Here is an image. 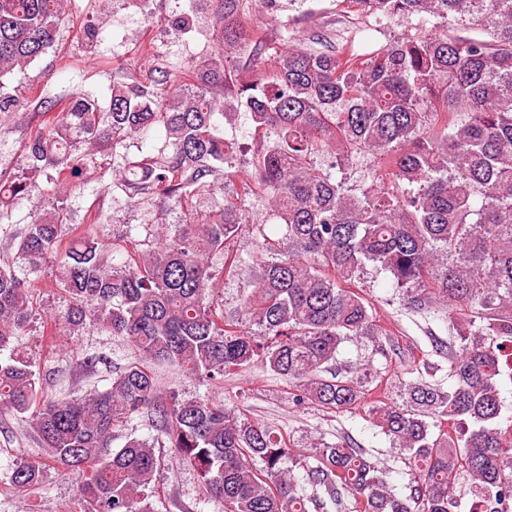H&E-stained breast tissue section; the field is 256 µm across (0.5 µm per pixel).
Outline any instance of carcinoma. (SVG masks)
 I'll return each mask as SVG.
<instances>
[{
	"instance_id": "cac0c4a2",
	"label": "carcinoma",
	"mask_w": 512,
	"mask_h": 512,
	"mask_svg": "<svg viewBox=\"0 0 512 512\" xmlns=\"http://www.w3.org/2000/svg\"><path fill=\"white\" fill-rule=\"evenodd\" d=\"M111 2L78 27L91 55ZM292 2L189 0L163 18L185 36L208 15L207 49L187 67L117 72L105 106L82 92L31 102L40 121L25 165L0 171V416L24 418L45 452L14 465L17 493L40 485L49 462L82 474L86 512H159L162 447L224 512H345L349 499L360 512H460L464 495L468 512H512L500 391L512 383V0H343L366 20L411 25L378 48L279 49L243 25L259 4L277 14ZM69 21L66 0H0V137L23 107L5 77ZM241 115L254 128L246 148L221 130ZM152 133L161 146L130 156L127 142ZM98 152L112 190L150 210L154 232L63 241L70 193ZM365 155L370 180L354 185L346 167ZM230 183L239 189L224 191ZM34 193L41 208L19 216ZM250 197L267 202L260 223ZM245 239L249 257L229 251ZM216 260L249 282L231 313ZM370 266L405 311L444 324L448 387L416 367L398 397L374 399L372 357L336 369L346 342L387 355V330L359 289ZM47 279L68 302L60 318L35 294ZM87 328L123 338L137 358L81 401L44 394L19 337ZM161 365L207 386L260 365L288 381L296 406L365 410L408 468L409 493L353 441L298 448L238 407L163 389ZM137 417L156 436L111 448Z\"/></svg>"
}]
</instances>
